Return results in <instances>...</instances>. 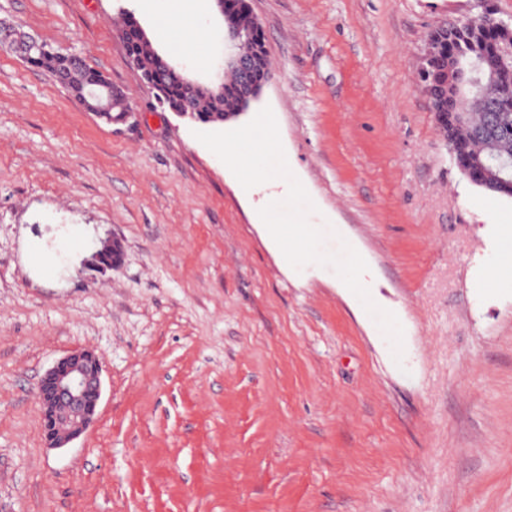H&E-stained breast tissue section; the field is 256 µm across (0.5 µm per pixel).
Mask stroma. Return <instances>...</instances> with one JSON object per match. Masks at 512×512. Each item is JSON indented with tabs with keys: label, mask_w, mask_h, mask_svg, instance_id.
Wrapping results in <instances>:
<instances>
[{
	"label": "stroma",
	"mask_w": 512,
	"mask_h": 512,
	"mask_svg": "<svg viewBox=\"0 0 512 512\" xmlns=\"http://www.w3.org/2000/svg\"><path fill=\"white\" fill-rule=\"evenodd\" d=\"M271 50L256 109L317 207L367 262L403 355L329 267L294 269L244 189L151 105L120 10L192 80L224 54L214 0L187 62L143 0H0V23L100 72L107 122L0 49V512H512V198L470 183L420 68L476 0H249ZM78 231L85 246L62 242ZM118 240L119 269L87 260ZM41 251L53 275L34 265ZM104 362L95 423L48 448L35 389L56 360Z\"/></svg>",
	"instance_id": "1"
}]
</instances>
